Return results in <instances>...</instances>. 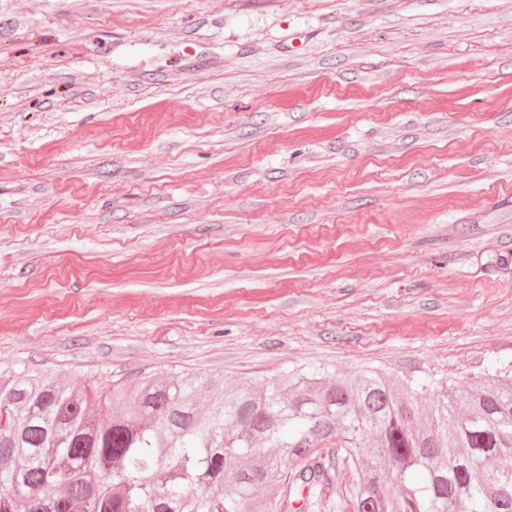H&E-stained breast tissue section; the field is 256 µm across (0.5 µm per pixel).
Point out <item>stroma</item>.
Segmentation results:
<instances>
[{
	"label": "stroma",
	"instance_id": "obj_1",
	"mask_svg": "<svg viewBox=\"0 0 512 512\" xmlns=\"http://www.w3.org/2000/svg\"><path fill=\"white\" fill-rule=\"evenodd\" d=\"M512 370V0H0V373Z\"/></svg>",
	"mask_w": 512,
	"mask_h": 512
}]
</instances>
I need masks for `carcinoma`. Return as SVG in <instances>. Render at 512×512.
I'll use <instances>...</instances> for the list:
<instances>
[{"instance_id": "obj_1", "label": "carcinoma", "mask_w": 512, "mask_h": 512, "mask_svg": "<svg viewBox=\"0 0 512 512\" xmlns=\"http://www.w3.org/2000/svg\"><path fill=\"white\" fill-rule=\"evenodd\" d=\"M377 373L244 385L0 378V512H290L342 452L352 512H512V376L429 406Z\"/></svg>"}]
</instances>
